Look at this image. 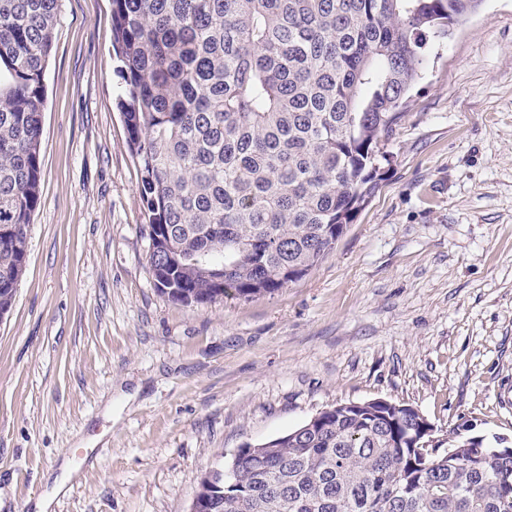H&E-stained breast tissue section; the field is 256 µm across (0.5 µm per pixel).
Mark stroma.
Masks as SVG:
<instances>
[{
	"label": "stroma",
	"mask_w": 512,
	"mask_h": 512,
	"mask_svg": "<svg viewBox=\"0 0 512 512\" xmlns=\"http://www.w3.org/2000/svg\"><path fill=\"white\" fill-rule=\"evenodd\" d=\"M119 83L111 0H60L41 203L0 316V512H33L66 457L50 512H189L204 473L340 403L512 439V0L430 45L375 197L250 301L156 288Z\"/></svg>",
	"instance_id": "obj_1"
}]
</instances>
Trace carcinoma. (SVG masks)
I'll list each match as a JSON object with an SVG mask.
<instances>
[{
  "instance_id": "1",
  "label": "carcinoma",
  "mask_w": 512,
  "mask_h": 512,
  "mask_svg": "<svg viewBox=\"0 0 512 512\" xmlns=\"http://www.w3.org/2000/svg\"><path fill=\"white\" fill-rule=\"evenodd\" d=\"M480 0H112L117 107L156 287L251 300L306 277L375 192L379 142ZM59 0H0V313L40 204L44 74ZM388 400L245 445L210 512H512V443Z\"/></svg>"
}]
</instances>
